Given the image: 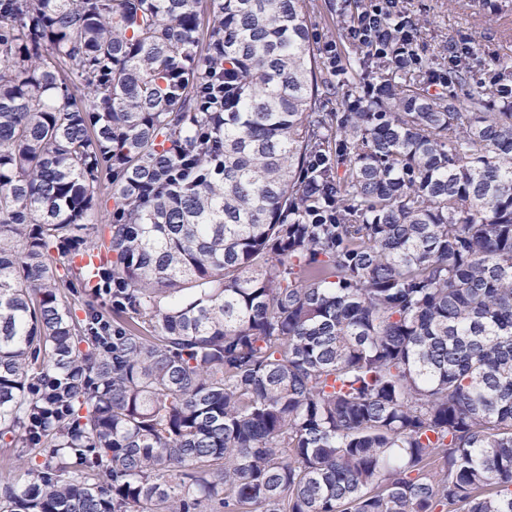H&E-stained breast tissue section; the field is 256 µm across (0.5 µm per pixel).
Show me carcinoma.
<instances>
[{
	"instance_id": "carcinoma-1",
	"label": "carcinoma",
	"mask_w": 512,
	"mask_h": 512,
	"mask_svg": "<svg viewBox=\"0 0 512 512\" xmlns=\"http://www.w3.org/2000/svg\"><path fill=\"white\" fill-rule=\"evenodd\" d=\"M367 2L0 0V512H512V69ZM312 1L311 21L316 25L321 35L327 37L332 35L341 49H347L346 44L340 39L341 28L344 25L336 11L331 10L328 0H310ZM29 457V449L28 448H1L0 447V474H10L14 479V482L18 487L25 485L28 482L27 472L24 470H15L8 471L5 469V462L11 458V461L14 462L15 465L16 459H27Z\"/></svg>"
}]
</instances>
